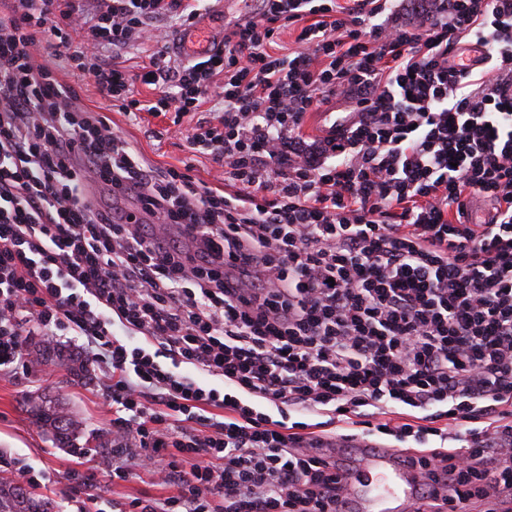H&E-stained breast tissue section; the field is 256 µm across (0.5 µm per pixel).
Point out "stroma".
<instances>
[{"label": "stroma", "mask_w": 512, "mask_h": 512, "mask_svg": "<svg viewBox=\"0 0 512 512\" xmlns=\"http://www.w3.org/2000/svg\"><path fill=\"white\" fill-rule=\"evenodd\" d=\"M82 97L85 106L108 114L116 132L136 146L148 164L165 168L191 162L196 178L211 188H223L224 177L217 172L211 157L191 155L186 141L196 124V115H186L181 132L170 135L162 119L142 114L130 120L113 109L99 96L91 81H83ZM32 395H47L66 402L71 411L83 421V434L75 448H59L30 420L27 400ZM112 408L106 398L102 378L96 371L76 378L55 364H31L29 374L0 371V458H11L32 470L49 477L47 486L32 487L36 496L50 498L54 512H76L78 492L67 479L72 456L84 452L99 456L112 448L110 430Z\"/></svg>", "instance_id": "35a3bbf8"}]
</instances>
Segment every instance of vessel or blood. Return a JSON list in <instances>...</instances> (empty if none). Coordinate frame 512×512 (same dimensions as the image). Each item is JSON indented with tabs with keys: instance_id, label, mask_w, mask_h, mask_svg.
<instances>
[{
	"instance_id": "1",
	"label": "vessel or blood",
	"mask_w": 512,
	"mask_h": 512,
	"mask_svg": "<svg viewBox=\"0 0 512 512\" xmlns=\"http://www.w3.org/2000/svg\"><path fill=\"white\" fill-rule=\"evenodd\" d=\"M486 54L485 47L470 43L450 63L459 69L481 67ZM337 476L358 512H409L423 482L418 467L406 464L401 450L373 448L364 440L358 441L353 461L340 468Z\"/></svg>"
}]
</instances>
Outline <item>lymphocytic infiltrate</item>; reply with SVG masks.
I'll list each match as a JSON object with an SVG mask.
<instances>
[{
    "label": "lymphocytic infiltrate",
    "instance_id": "lymphocytic-infiltrate-1",
    "mask_svg": "<svg viewBox=\"0 0 512 512\" xmlns=\"http://www.w3.org/2000/svg\"><path fill=\"white\" fill-rule=\"evenodd\" d=\"M82 2L0 0V367L26 368L33 332L85 337L117 452L172 489L134 512H338L336 434L293 410L415 443L450 493L410 512H512V0H421L408 24L402 0H259L200 62L167 40L207 0ZM467 38L481 69L449 64ZM143 41L137 72L105 58ZM83 78L175 126L221 80L187 141L227 192L143 162ZM335 100L352 125L306 141ZM101 472L129 476L71 468L77 512H103Z\"/></svg>",
    "mask_w": 512,
    "mask_h": 512
}]
</instances>
